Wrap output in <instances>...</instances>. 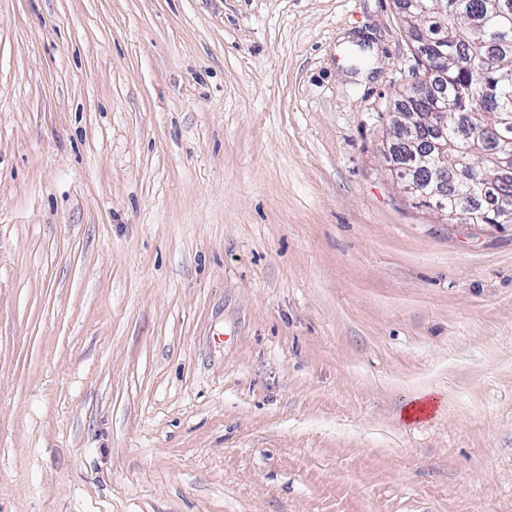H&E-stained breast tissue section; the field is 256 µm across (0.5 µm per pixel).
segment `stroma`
Returning <instances> with one entry per match:
<instances>
[{
  "label": "stroma",
  "instance_id": "stroma-1",
  "mask_svg": "<svg viewBox=\"0 0 512 512\" xmlns=\"http://www.w3.org/2000/svg\"><path fill=\"white\" fill-rule=\"evenodd\" d=\"M406 31L0 0V512H512V224L396 176Z\"/></svg>",
  "mask_w": 512,
  "mask_h": 512
}]
</instances>
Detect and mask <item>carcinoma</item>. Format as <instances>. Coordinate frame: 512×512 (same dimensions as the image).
Masks as SVG:
<instances>
[{"mask_svg": "<svg viewBox=\"0 0 512 512\" xmlns=\"http://www.w3.org/2000/svg\"><path fill=\"white\" fill-rule=\"evenodd\" d=\"M424 2L426 14L404 18L415 50L410 72L415 87L403 93L399 122L390 124L392 160L403 173L419 156L414 144L445 135L452 170L464 143L482 134L479 150L466 161L483 179L455 178L437 198L431 187L415 181L413 194L450 215L465 198L474 206L468 223L499 224L503 208L512 207V167L502 168L512 153V137L496 136L491 128L497 113H512V0ZM462 52L473 60V69L456 63Z\"/></svg>", "mask_w": 512, "mask_h": 512, "instance_id": "cac0c4a2", "label": "carcinoma"}]
</instances>
